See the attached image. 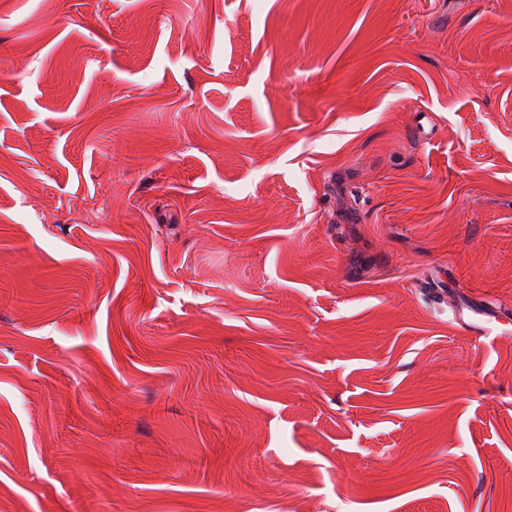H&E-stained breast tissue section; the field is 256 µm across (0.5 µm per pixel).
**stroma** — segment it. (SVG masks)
I'll return each mask as SVG.
<instances>
[{
  "label": "stroma",
  "instance_id": "stroma-1",
  "mask_svg": "<svg viewBox=\"0 0 512 512\" xmlns=\"http://www.w3.org/2000/svg\"><path fill=\"white\" fill-rule=\"evenodd\" d=\"M0 512H512V0H0Z\"/></svg>",
  "mask_w": 512,
  "mask_h": 512
}]
</instances>
